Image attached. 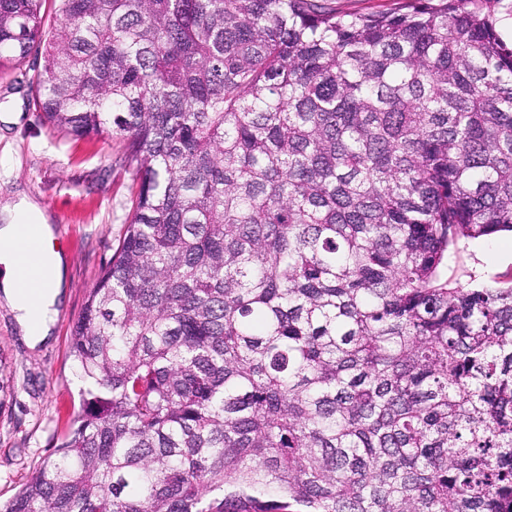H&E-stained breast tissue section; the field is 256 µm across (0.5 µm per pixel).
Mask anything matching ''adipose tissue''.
Instances as JSON below:
<instances>
[{
	"label": "adipose tissue",
	"mask_w": 512,
	"mask_h": 512,
	"mask_svg": "<svg viewBox=\"0 0 512 512\" xmlns=\"http://www.w3.org/2000/svg\"><path fill=\"white\" fill-rule=\"evenodd\" d=\"M25 231L42 244L47 267L44 288L31 295L18 287L15 262L9 254ZM53 237L44 211L30 198L23 196L0 207V250L5 253L4 260L0 261V303L11 311L21 335L33 348L51 336L62 303L64 260L61 253L51 247Z\"/></svg>",
	"instance_id": "adipose-tissue-1"
}]
</instances>
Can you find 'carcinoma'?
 <instances>
[{
	"label": "carcinoma",
	"instance_id": "cac0c4a2",
	"mask_svg": "<svg viewBox=\"0 0 512 512\" xmlns=\"http://www.w3.org/2000/svg\"><path fill=\"white\" fill-rule=\"evenodd\" d=\"M0 0V68L139 190L73 429L0 512H512V45L491 0ZM336 10L362 14L390 12L398 7L401 0H333ZM466 272L476 274L479 282L499 286L508 285L512 279V235L502 232L497 236L469 242L450 264L448 278H457L466 283Z\"/></svg>",
	"mask_w": 512,
	"mask_h": 512
}]
</instances>
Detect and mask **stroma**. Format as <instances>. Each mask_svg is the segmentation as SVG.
Returning <instances> with one entry per match:
<instances>
[{"instance_id": "1", "label": "stroma", "mask_w": 512, "mask_h": 512, "mask_svg": "<svg viewBox=\"0 0 512 512\" xmlns=\"http://www.w3.org/2000/svg\"><path fill=\"white\" fill-rule=\"evenodd\" d=\"M40 63L32 55L21 67L0 69V111L17 106L22 112L19 124L0 123V205L29 196L49 224L61 225L71 246L63 253V301L46 342L29 348L11 312L0 306V353L11 387L0 408V505L52 458L54 443L81 410L72 328L124 234L138 190L120 139L108 132L66 136L44 123L25 81ZM469 272L487 285L512 283V234L470 242L446 274L461 280Z\"/></svg>"}]
</instances>
